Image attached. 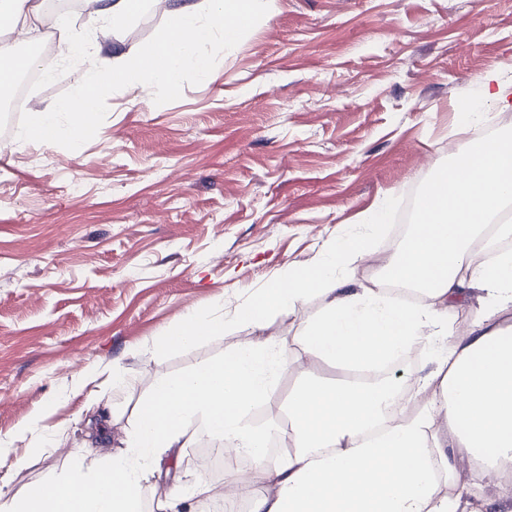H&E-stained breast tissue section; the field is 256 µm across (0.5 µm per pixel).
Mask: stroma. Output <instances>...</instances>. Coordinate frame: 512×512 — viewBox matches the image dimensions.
Masks as SVG:
<instances>
[{
    "mask_svg": "<svg viewBox=\"0 0 512 512\" xmlns=\"http://www.w3.org/2000/svg\"><path fill=\"white\" fill-rule=\"evenodd\" d=\"M145 6L120 34L80 16L69 37L108 62L134 54L169 22L167 0ZM66 38L55 36L58 60L0 153V489L11 493L85 458L90 394L122 450L153 382L253 338L237 310L328 242L370 234L372 255L344 275L378 287L410 227L395 218L372 233L361 216L387 198L402 212L470 142L512 134V109L479 95L487 73L512 81V0H276L233 51L218 37L202 46L209 76L189 66L173 90L106 84L93 135L19 140L33 111L78 97L91 77ZM463 103L479 114L467 130ZM323 306L316 295L273 312L260 332L291 360L267 421L284 417L307 373L336 376L299 344ZM191 313L223 315V336L159 348ZM190 455L154 463L143 512L193 480Z\"/></svg>",
    "mask_w": 512,
    "mask_h": 512,
    "instance_id": "35a3bbf8",
    "label": "stroma"
}]
</instances>
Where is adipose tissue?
Masks as SVG:
<instances>
[{"mask_svg": "<svg viewBox=\"0 0 512 512\" xmlns=\"http://www.w3.org/2000/svg\"><path fill=\"white\" fill-rule=\"evenodd\" d=\"M267 4L172 0L168 28L149 52L117 56L108 68L98 66L85 42L74 43L75 53L92 62V78L78 98L35 113L26 137L85 132L107 81L173 89L186 64L209 74L198 49L213 30L221 29L225 48L233 49L244 31L236 17L255 22ZM61 112L70 113V129L59 127ZM428 194L430 220L413 225L381 267L383 280L424 291L425 306H396L381 290L350 286L343 270L370 254L361 237L331 244L311 268L286 270L236 314L239 324L259 329L273 311L323 296L324 307L306 322L300 346L340 372L432 345L433 369L410 386L416 396L435 386L428 408H395L397 389L383 380L331 382L310 373L288 401L294 448L268 460V431L252 425L250 413L290 361L277 337L260 336L193 372L157 379L138 406L124 451L112 452L107 437L97 436L95 468L77 460L50 484L11 496L0 491V512H142L140 489L156 453L191 447L196 419L223 440L227 458H251L263 485L251 495V512H448L474 501L477 512H499L497 500L476 492L486 480L512 473V252L489 256L480 241L512 236V225L498 221L512 204V136L470 143ZM474 295L481 313L465 331H454L449 310ZM223 334V319L194 314L157 343L186 347ZM436 449L446 453L444 497L437 494Z\"/></svg>", "mask_w": 512, "mask_h": 512, "instance_id": "adipose-tissue-1", "label": "adipose tissue"}]
</instances>
